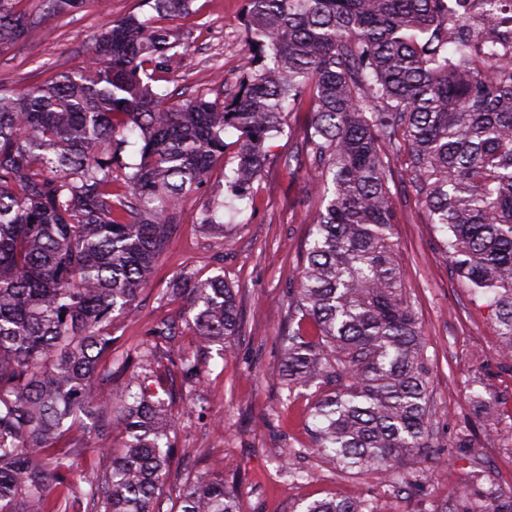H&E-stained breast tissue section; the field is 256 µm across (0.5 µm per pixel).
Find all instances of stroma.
Returning a JSON list of instances; mask_svg holds the SVG:
<instances>
[{
    "mask_svg": "<svg viewBox=\"0 0 512 512\" xmlns=\"http://www.w3.org/2000/svg\"><path fill=\"white\" fill-rule=\"evenodd\" d=\"M140 5L141 0H84L77 9L47 17L0 50V88L17 92L84 65L94 36ZM246 11L247 0H194L190 15L169 19L181 58L158 90L178 100L203 92L221 98L233 90L249 52ZM309 122L304 109L287 115L283 135L269 143V160L253 193L242 200L225 197L226 231L219 239L202 230L198 216L211 204L213 187L236 165L238 133L227 130L211 189L183 198L181 220L137 307L113 318L120 352L141 350L150 328L170 318L180 326L176 347L200 361V382L190 391L180 392L168 375L159 379L160 388L174 394L169 406L178 448L165 473L163 512H174L180 487L198 471L240 478L243 512H303L308 503L335 496L373 499L381 512H432L476 468L500 488L512 489V360L501 354L485 301L453 274L441 233L406 184L391 187L392 239L426 343L437 412L434 446L405 462L407 484L401 488L374 473L340 471L317 454L310 431L316 396L305 387L287 390L277 371L278 338L288 329L296 272L323 207L304 145ZM186 275H220L235 289L241 318L235 336L219 343L197 334L188 294L171 292ZM475 392L496 406L495 416L479 424L471 404ZM461 436L470 439L475 463L456 460ZM288 467L304 471V478L283 477Z\"/></svg>",
    "mask_w": 512,
    "mask_h": 512,
    "instance_id": "stroma-1",
    "label": "stroma"
}]
</instances>
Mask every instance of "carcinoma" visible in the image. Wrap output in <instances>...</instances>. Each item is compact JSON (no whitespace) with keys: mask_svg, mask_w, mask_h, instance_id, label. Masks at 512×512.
Returning a JSON list of instances; mask_svg holds the SVG:
<instances>
[{"mask_svg":"<svg viewBox=\"0 0 512 512\" xmlns=\"http://www.w3.org/2000/svg\"><path fill=\"white\" fill-rule=\"evenodd\" d=\"M194 0H142L154 16L112 22L87 67L16 94L0 92V512H160L175 451L165 399L150 389L156 356H112V315L130 313L180 222L239 132L227 191L248 195L286 111L313 100L307 138L326 201L280 336L288 390L314 387L316 449L341 471H375L433 447L425 342L390 240V167L424 198L454 273L492 310L512 357V64L446 0H248L256 36L238 90L171 103L154 83L176 53L162 16ZM0 0V48L41 22ZM484 42V54L470 47ZM139 160L123 161L130 135ZM121 190H114L115 184ZM213 200L200 224L224 233ZM199 335L239 330L237 299L215 276L190 287ZM178 325L150 330L184 384L197 357L174 349ZM127 378L123 404L91 392ZM125 434L109 466L71 480L75 426ZM176 512H240L224 475L204 472ZM305 512H377L366 498L313 501ZM433 512H512L481 471Z\"/></svg>","mask_w":512,"mask_h":512,"instance_id":"1","label":"carcinoma"}]
</instances>
